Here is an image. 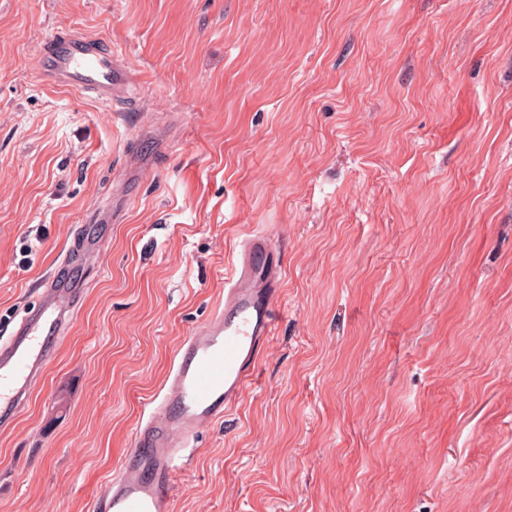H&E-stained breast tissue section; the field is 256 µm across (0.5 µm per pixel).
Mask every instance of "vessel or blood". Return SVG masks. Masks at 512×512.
I'll return each instance as SVG.
<instances>
[{"mask_svg": "<svg viewBox=\"0 0 512 512\" xmlns=\"http://www.w3.org/2000/svg\"><path fill=\"white\" fill-rule=\"evenodd\" d=\"M53 84L113 104L128 79L118 53L95 39L54 32L39 48ZM282 266L269 237L248 238L224 278V300L174 349L159 390L144 404L133 446L92 512H174L179 473L202 430L245 396L274 326ZM85 283L50 275L21 316L0 321V429L27 407L81 309Z\"/></svg>", "mask_w": 512, "mask_h": 512, "instance_id": "1", "label": "vessel or blood"}]
</instances>
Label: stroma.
Wrapping results in <instances>:
<instances>
[{"label":"stroma","mask_w":512,"mask_h":512,"mask_svg":"<svg viewBox=\"0 0 512 512\" xmlns=\"http://www.w3.org/2000/svg\"><path fill=\"white\" fill-rule=\"evenodd\" d=\"M58 30L118 47L128 99L48 84ZM78 224L0 512H89L257 233L278 322L175 512H512V0H0V316Z\"/></svg>","instance_id":"1"}]
</instances>
